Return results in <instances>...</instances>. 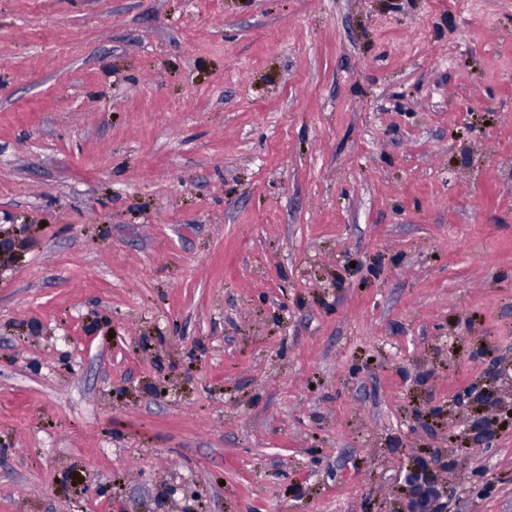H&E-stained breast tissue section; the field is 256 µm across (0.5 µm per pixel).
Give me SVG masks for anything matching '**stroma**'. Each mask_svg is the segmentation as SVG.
I'll list each match as a JSON object with an SVG mask.
<instances>
[{
    "label": "stroma",
    "instance_id": "1",
    "mask_svg": "<svg viewBox=\"0 0 512 512\" xmlns=\"http://www.w3.org/2000/svg\"><path fill=\"white\" fill-rule=\"evenodd\" d=\"M0 238V512H512V0H0ZM421 479L423 482H421ZM427 480L434 481L435 478L432 475H424L422 477L420 475V481H415V484L411 485L413 488L423 485V488H426V495L420 496V495H414L411 496L407 500L406 508L403 506H398L395 510L396 512H429L431 504L435 499H437L441 495L440 487L435 482H428Z\"/></svg>",
    "mask_w": 512,
    "mask_h": 512
}]
</instances>
